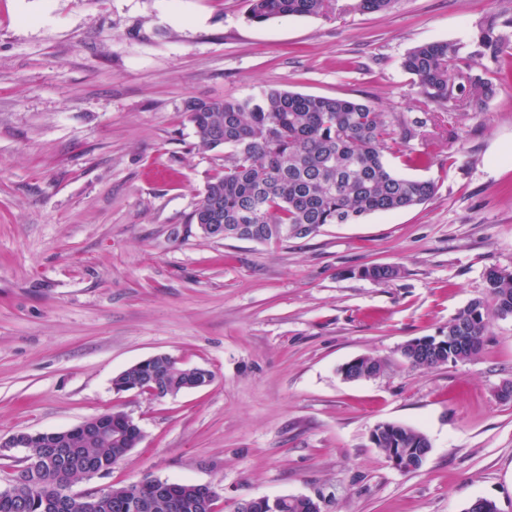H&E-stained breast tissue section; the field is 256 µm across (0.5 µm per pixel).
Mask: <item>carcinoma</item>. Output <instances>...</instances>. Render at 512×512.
Listing matches in <instances>:
<instances>
[{
	"instance_id": "carcinoma-1",
	"label": "carcinoma",
	"mask_w": 512,
	"mask_h": 512,
	"mask_svg": "<svg viewBox=\"0 0 512 512\" xmlns=\"http://www.w3.org/2000/svg\"><path fill=\"white\" fill-rule=\"evenodd\" d=\"M248 18L265 23L278 17H326L336 12V0H248ZM394 0H353L350 7L363 13L391 8ZM511 27L512 18L495 19L480 27L472 49L457 41L419 44L404 56L401 67L419 88L415 107L425 118L408 125L369 101L270 89L257 98L201 100L186 103L189 121L201 146L224 149V170L215 173L192 212V224H222L239 229L238 236L258 243L305 238L326 224H357L376 213H392L430 200L435 184L406 178L387 164L385 151L421 134L431 120L430 105L474 110L494 93L493 83L473 74L476 61L493 60L509 44L498 26ZM363 275L386 282L398 275L392 265H373ZM486 295L470 301L448 322V335L459 340L447 348L405 346L402 356L414 368H432L463 362L476 356L490 317L512 316V272L491 268L485 277ZM386 360L364 357L355 379L384 373ZM211 371L188 373L170 365L161 376L176 390L191 385L209 386ZM384 453L394 450L406 459L405 472L418 470L431 451L426 435L410 426L389 423L377 437ZM45 468L35 481L30 498L19 502L0 498V512H43L74 475L83 455L99 465L112 466L126 458L124 447L85 443L67 453L43 448ZM153 478L142 479L152 498L148 512H198L192 487L184 483L172 491L179 507L171 509L153 500Z\"/></svg>"
}]
</instances>
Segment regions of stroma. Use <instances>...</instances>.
<instances>
[{
	"instance_id": "stroma-1",
	"label": "stroma",
	"mask_w": 512,
	"mask_h": 512,
	"mask_svg": "<svg viewBox=\"0 0 512 512\" xmlns=\"http://www.w3.org/2000/svg\"><path fill=\"white\" fill-rule=\"evenodd\" d=\"M247 18V0H0V437L67 429L117 409L143 431L95 491L150 475L234 502L322 496L327 512H512V317L470 360L414 368L400 350L438 335L512 271V51L478 112L385 154L434 181L424 205L258 243L189 221L224 153L198 144L192 99L276 88L368 99L413 119L401 67L418 44L471 43L512 0H395L363 14ZM393 265L398 276H362ZM166 353L214 374L161 400L112 390ZM361 356L388 367L344 380ZM395 422L431 452L394 469L371 440Z\"/></svg>"
}]
</instances>
